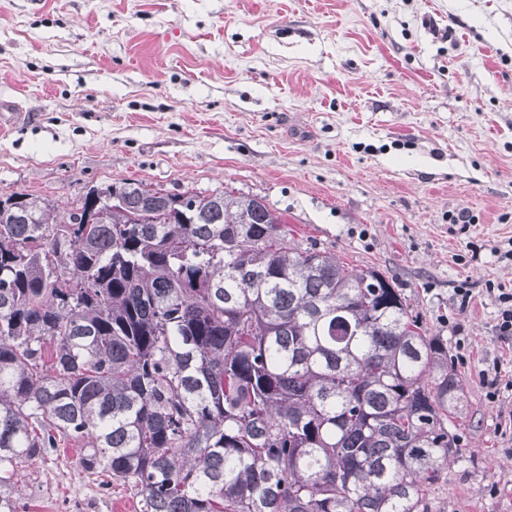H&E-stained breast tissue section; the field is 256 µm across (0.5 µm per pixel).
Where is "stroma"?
Returning <instances> with one entry per match:
<instances>
[{
	"label": "stroma",
	"mask_w": 512,
	"mask_h": 512,
	"mask_svg": "<svg viewBox=\"0 0 512 512\" xmlns=\"http://www.w3.org/2000/svg\"><path fill=\"white\" fill-rule=\"evenodd\" d=\"M1 100L27 118L0 131V197L232 190L393 281L465 384L431 512H512V335L486 289H512V0H0ZM79 458L25 466L19 512H135Z\"/></svg>",
	"instance_id": "stroma-1"
}]
</instances>
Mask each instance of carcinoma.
Here are the masks:
<instances>
[{
	"label": "carcinoma",
	"mask_w": 512,
	"mask_h": 512,
	"mask_svg": "<svg viewBox=\"0 0 512 512\" xmlns=\"http://www.w3.org/2000/svg\"><path fill=\"white\" fill-rule=\"evenodd\" d=\"M463 396L385 276L261 198L0 199V512L63 438L139 512H429Z\"/></svg>",
	"instance_id": "obj_1"
}]
</instances>
